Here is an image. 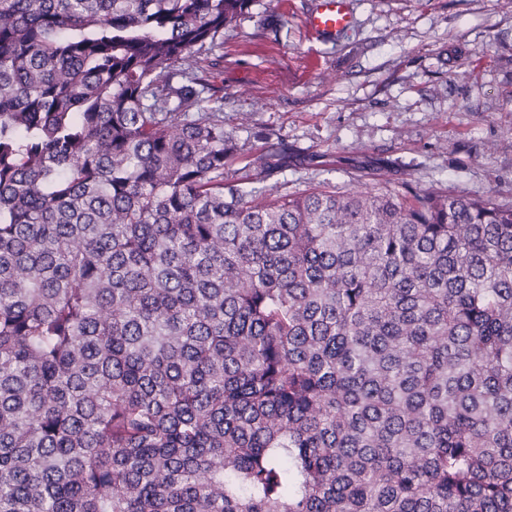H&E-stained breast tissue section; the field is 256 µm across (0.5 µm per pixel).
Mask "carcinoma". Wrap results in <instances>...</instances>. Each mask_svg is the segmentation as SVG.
<instances>
[{"instance_id": "carcinoma-1", "label": "carcinoma", "mask_w": 512, "mask_h": 512, "mask_svg": "<svg viewBox=\"0 0 512 512\" xmlns=\"http://www.w3.org/2000/svg\"><path fill=\"white\" fill-rule=\"evenodd\" d=\"M255 3L0 0V512H512V201L224 181Z\"/></svg>"}]
</instances>
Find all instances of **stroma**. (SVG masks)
<instances>
[{"instance_id":"1","label":"stroma","mask_w":512,"mask_h":512,"mask_svg":"<svg viewBox=\"0 0 512 512\" xmlns=\"http://www.w3.org/2000/svg\"><path fill=\"white\" fill-rule=\"evenodd\" d=\"M317 0H257L202 77L224 129L255 159L288 147L259 189H364L379 168L409 180L512 198V0H350L334 41L306 25ZM282 15L278 32L264 29Z\"/></svg>"}]
</instances>
